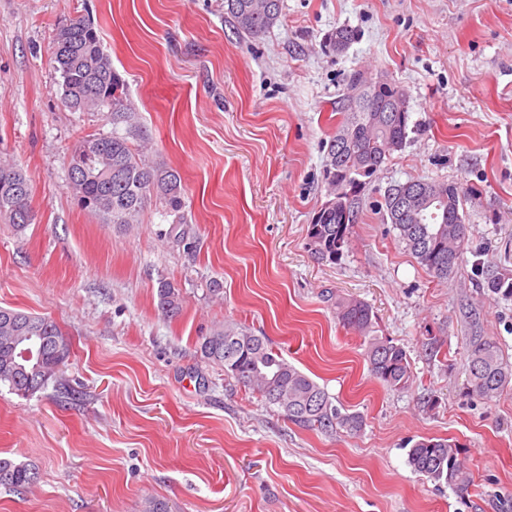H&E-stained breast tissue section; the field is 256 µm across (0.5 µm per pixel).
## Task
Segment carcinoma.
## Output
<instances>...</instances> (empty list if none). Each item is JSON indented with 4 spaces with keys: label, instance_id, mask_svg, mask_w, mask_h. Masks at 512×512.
<instances>
[{
    "label": "carcinoma",
    "instance_id": "1",
    "mask_svg": "<svg viewBox=\"0 0 512 512\" xmlns=\"http://www.w3.org/2000/svg\"><path fill=\"white\" fill-rule=\"evenodd\" d=\"M226 13L236 29L250 37L270 31L281 14L280 0H225ZM354 31L346 26L330 38L333 48L342 52L353 41ZM55 69L62 78V100L73 110L107 107L112 123L131 122L134 112L128 103L125 82L112 67L100 36L83 16L58 27L53 42ZM373 78L355 73L349 100L352 116L337 128L327 151L326 179L332 191L351 193L347 208L326 201L308 228L310 250L317 259L336 262L350 246L366 186L363 169L379 170L395 151L405 145L410 115L408 109L386 114L389 96L377 94L366 99L364 87ZM357 141L364 157L349 152V141ZM81 160L84 171L69 170L73 191L87 208L111 224H135L148 199L159 198L177 213L184 206L185 193L179 173L150 163L117 134L82 138L71 150V160ZM28 183L21 171L0 164V220L17 233L27 225L25 215L33 213L31 188L17 190L15 183ZM428 190L409 214L397 219L391 210L389 186L384 195L385 220L398 231L406 250L436 279L446 281L462 261L467 225L462 223V187L454 182L419 179ZM181 290L162 280L157 288L158 309L168 318L182 311ZM336 317L342 327L367 337L364 357L374 379L384 386L403 390L412 386L414 373L406 350L386 336L370 335L372 309L366 302L351 297H336ZM24 336H39L45 341L42 352L32 362L18 356ZM201 357L224 367V374L247 387L268 406L282 409L288 419L306 429L321 432H361L363 417L342 411L317 382L289 363L265 336L244 327L226 326L213 330L198 345ZM70 356V344L60 327L46 317L0 308V387L26 397L44 389L58 378ZM512 383V367L503 361L500 348L490 339L473 342L469 351L467 384L472 394L487 402L500 396ZM460 447L447 439L422 438L407 452L412 471L439 484H446L463 495L472 487V476L459 459ZM37 479L35 468L0 457V486L22 491Z\"/></svg>",
    "mask_w": 512,
    "mask_h": 512
}]
</instances>
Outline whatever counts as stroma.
<instances>
[{
    "instance_id": "35a3bbf8",
    "label": "stroma",
    "mask_w": 512,
    "mask_h": 512,
    "mask_svg": "<svg viewBox=\"0 0 512 512\" xmlns=\"http://www.w3.org/2000/svg\"><path fill=\"white\" fill-rule=\"evenodd\" d=\"M281 4L254 40L224 0H0V158L29 179L35 215L21 234L0 223V307L50 318L71 344L59 383L27 398L0 388V455L39 474L22 493L0 488V512H143L149 499L170 512H512V386L492 403L467 392L473 337L512 366V296L487 286L512 275V0ZM79 15L125 82L134 144L179 172L180 214L154 199L138 224H108L71 189L72 147L127 132L108 110L62 103L53 39ZM343 25L356 36L338 52ZM360 70L407 90L411 130L330 263L307 233ZM417 178L466 190L468 243L444 282L385 220L386 188ZM178 220L194 251L168 235ZM163 278L183 294L173 319L157 308ZM334 294L371 305L374 334L409 356L410 389L371 377ZM224 323L269 337L363 416L361 433L301 428L205 361L198 343ZM422 437L461 446L467 495L411 470Z\"/></svg>"
}]
</instances>
